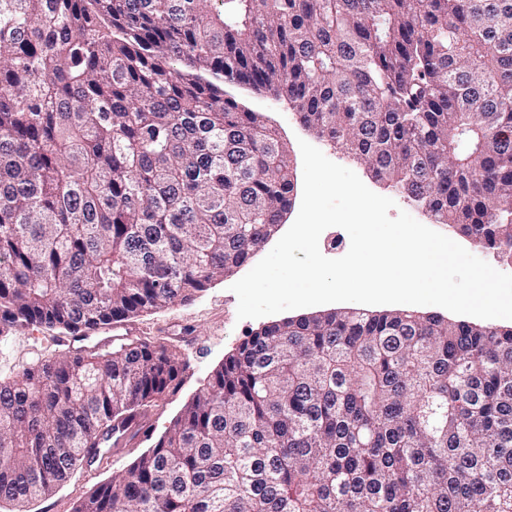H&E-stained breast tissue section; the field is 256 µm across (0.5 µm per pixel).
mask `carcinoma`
<instances>
[{
  "label": "carcinoma",
  "mask_w": 512,
  "mask_h": 512,
  "mask_svg": "<svg viewBox=\"0 0 512 512\" xmlns=\"http://www.w3.org/2000/svg\"><path fill=\"white\" fill-rule=\"evenodd\" d=\"M224 82L512 260V0H0L1 332L87 336L266 243L288 149ZM184 369L138 339L0 376V504L55 493ZM74 512H512V328L273 322Z\"/></svg>",
  "instance_id": "carcinoma-1"
}]
</instances>
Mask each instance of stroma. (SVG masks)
I'll return each mask as SVG.
<instances>
[{
	"label": "stroma",
	"instance_id": "1",
	"mask_svg": "<svg viewBox=\"0 0 512 512\" xmlns=\"http://www.w3.org/2000/svg\"><path fill=\"white\" fill-rule=\"evenodd\" d=\"M227 91L246 108L262 113L267 126L290 149L294 205L284 215L283 224L294 222L302 201L303 161L299 144L303 141L318 148L331 161L354 171L373 192L393 199L397 209L409 213L423 225L432 224L425 212L377 180L363 162L303 126L286 96L242 85L228 86ZM249 270V265H242L234 274L213 281L188 303L144 313L129 320L128 325L136 336L174 345L186 364L177 391L164 397L150 416L153 438H160L167 432L184 404L208 385L213 372L222 365L229 353L258 329L271 323L272 318L268 315L244 320L237 317L238 299L231 287ZM65 351L60 340L51 338L49 331L41 327L30 326L0 333V374H15L26 363ZM147 449V444L137 443L122 450L112 463H100L79 470L55 494L34 502L30 507L31 512H73L81 498L99 484L125 472L134 459Z\"/></svg>",
	"mask_w": 512,
	"mask_h": 512
}]
</instances>
